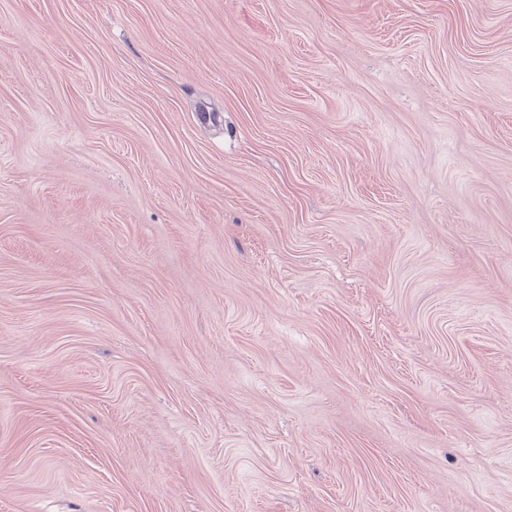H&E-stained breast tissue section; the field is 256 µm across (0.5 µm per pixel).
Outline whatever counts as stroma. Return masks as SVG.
I'll list each match as a JSON object with an SVG mask.
<instances>
[{"instance_id": "stroma-1", "label": "stroma", "mask_w": 512, "mask_h": 512, "mask_svg": "<svg viewBox=\"0 0 512 512\" xmlns=\"http://www.w3.org/2000/svg\"><path fill=\"white\" fill-rule=\"evenodd\" d=\"M0 512H512V0H0Z\"/></svg>"}]
</instances>
